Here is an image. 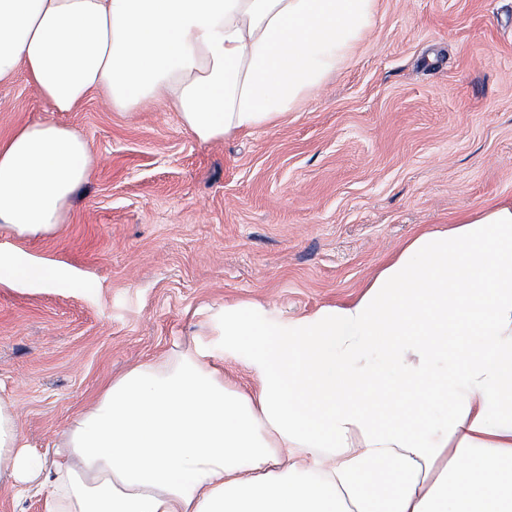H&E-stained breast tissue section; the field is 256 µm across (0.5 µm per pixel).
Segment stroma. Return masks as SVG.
<instances>
[{"label":"stroma","mask_w":512,"mask_h":512,"mask_svg":"<svg viewBox=\"0 0 512 512\" xmlns=\"http://www.w3.org/2000/svg\"><path fill=\"white\" fill-rule=\"evenodd\" d=\"M61 121L96 163L54 236H0L65 288L0 285V395L48 452L113 377L214 338L211 314L354 300L418 234L512 199V0H377L364 41L277 125L202 143L176 112L91 94L54 112L24 71L0 138Z\"/></svg>","instance_id":"1"}]
</instances>
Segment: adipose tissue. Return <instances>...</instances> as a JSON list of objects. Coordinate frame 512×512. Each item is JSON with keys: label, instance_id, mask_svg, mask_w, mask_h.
I'll return each mask as SVG.
<instances>
[{"label": "adipose tissue", "instance_id": "1", "mask_svg": "<svg viewBox=\"0 0 512 512\" xmlns=\"http://www.w3.org/2000/svg\"><path fill=\"white\" fill-rule=\"evenodd\" d=\"M377 0H0V83L55 112L98 92L177 112L199 142L275 125L346 60ZM89 142L0 140V233H59ZM67 276L0 251V282ZM217 339L141 364L76 416L54 464L0 398V478L40 512H512V201L423 232L355 300L215 315ZM243 364L253 386L224 382Z\"/></svg>", "mask_w": 512, "mask_h": 512}]
</instances>
